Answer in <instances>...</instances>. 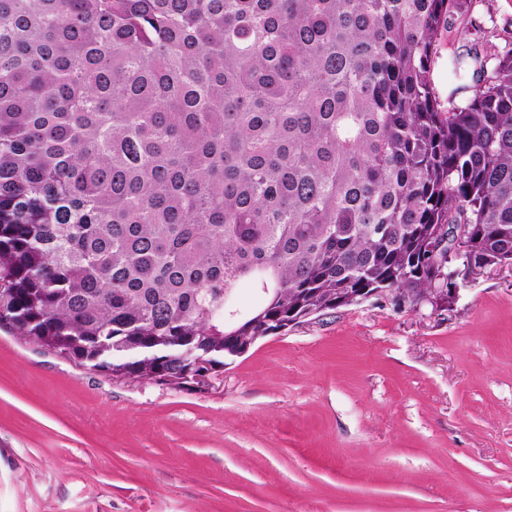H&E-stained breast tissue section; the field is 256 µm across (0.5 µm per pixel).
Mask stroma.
<instances>
[{"instance_id":"obj_1","label":"stroma","mask_w":512,"mask_h":512,"mask_svg":"<svg viewBox=\"0 0 512 512\" xmlns=\"http://www.w3.org/2000/svg\"><path fill=\"white\" fill-rule=\"evenodd\" d=\"M454 52L512 49V0H454ZM0 512H512V268L452 310L377 299L258 339L201 390L0 327Z\"/></svg>"}]
</instances>
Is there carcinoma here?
Segmentation results:
<instances>
[{
	"mask_svg": "<svg viewBox=\"0 0 512 512\" xmlns=\"http://www.w3.org/2000/svg\"><path fill=\"white\" fill-rule=\"evenodd\" d=\"M452 8L0 0V326L180 387L345 292L425 295L439 224L512 260V50L448 55L443 104Z\"/></svg>",
	"mask_w": 512,
	"mask_h": 512,
	"instance_id": "cac0c4a2",
	"label": "carcinoma"
}]
</instances>
